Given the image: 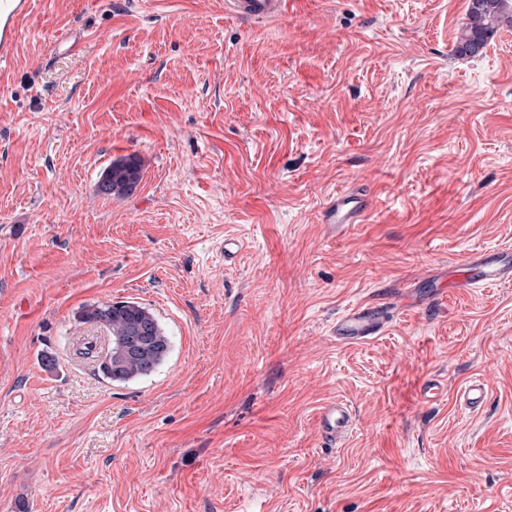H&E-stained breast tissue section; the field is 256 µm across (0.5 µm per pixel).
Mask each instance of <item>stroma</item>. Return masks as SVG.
<instances>
[{
    "label": "stroma",
    "mask_w": 512,
    "mask_h": 512,
    "mask_svg": "<svg viewBox=\"0 0 512 512\" xmlns=\"http://www.w3.org/2000/svg\"><path fill=\"white\" fill-rule=\"evenodd\" d=\"M466 4L36 0L0 67V512H512V282L420 279L512 246V28L455 55ZM131 154L136 191L98 195ZM344 191L374 209L339 229ZM403 286L381 336L337 343ZM116 301L171 344L127 383L74 353ZM333 399L355 426L326 448ZM287 0H226L227 14L251 21H267L284 17ZM402 291L392 290L385 299L362 301L347 309L337 320L336 341L352 344L371 340L383 334L394 316L403 310ZM487 394V384L485 379L476 380L465 387L460 394V399L464 405L471 411H479L482 407Z\"/></svg>",
    "instance_id": "35a3bbf8"
}]
</instances>
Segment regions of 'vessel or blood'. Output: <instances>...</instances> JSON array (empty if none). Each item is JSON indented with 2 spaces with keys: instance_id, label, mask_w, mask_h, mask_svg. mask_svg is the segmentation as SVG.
Segmentation results:
<instances>
[{
  "instance_id": "b4317fda",
  "label": "vessel or blood",
  "mask_w": 512,
  "mask_h": 512,
  "mask_svg": "<svg viewBox=\"0 0 512 512\" xmlns=\"http://www.w3.org/2000/svg\"><path fill=\"white\" fill-rule=\"evenodd\" d=\"M33 0H0V63L14 56L20 22L30 13ZM288 0H225L227 14L251 21H267L284 17ZM370 202L354 192L338 194L328 209V223L344 225L361 220ZM512 280V248L498 247L473 254L458 266L450 282L454 288H475ZM402 292L391 291L380 300L362 301L347 309L337 320L336 341L352 344L371 340L383 334L394 314L402 311ZM487 394L485 380L465 387L460 398L470 411L482 407ZM354 417L349 406L332 401L323 406L317 418V432L329 445L344 440L353 430Z\"/></svg>"
}]
</instances>
